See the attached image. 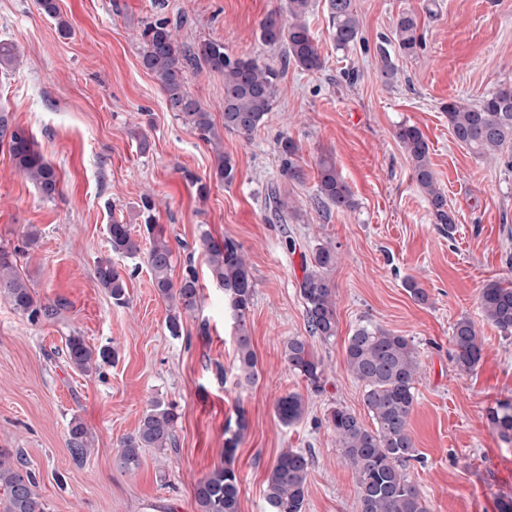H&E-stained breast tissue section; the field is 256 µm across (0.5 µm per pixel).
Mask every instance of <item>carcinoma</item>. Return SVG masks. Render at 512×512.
<instances>
[{"instance_id": "1", "label": "carcinoma", "mask_w": 512, "mask_h": 512, "mask_svg": "<svg viewBox=\"0 0 512 512\" xmlns=\"http://www.w3.org/2000/svg\"><path fill=\"white\" fill-rule=\"evenodd\" d=\"M310 0H286L285 11L274 12L260 22V38L270 46L282 48V68L292 64L304 71L323 67L319 46L312 35L306 15ZM332 37L336 46L347 49L360 35V23L353 0H328ZM417 19L412 12L399 16L395 29L397 50L379 49L380 72L388 80L395 77V55L412 56L420 47ZM141 63L158 81L170 111L195 129L202 140L214 146V177L223 184L235 178L229 156L221 150V136L211 113L193 98L186 87L190 70L207 68L224 77V130L249 135L260 127L273 109L278 94L279 72L255 59L232 57L224 52V44L205 40L180 45L170 31L169 20L159 18L144 22ZM18 48L0 43V68L19 65ZM448 125L455 140L477 156L508 155L512 167V84L504 85L475 105L456 101L445 106ZM395 138L408 154L412 176L427 197L437 223L453 227L446 195L437 186L429 160V146L422 131L401 124ZM0 139L7 140L13 166L37 187L42 198L52 200L59 193V177L55 169L36 149L34 139L22 129H10L0 117ZM282 170L288 176H299L296 162L298 147L284 137L279 141ZM318 183L315 199L338 209L353 206L352 193L337 171L335 160L323 155L318 160ZM145 215V231L150 247L147 263L158 295L170 305L166 328L170 335L181 336L182 314L198 307L200 285L193 268H188L179 285L170 277L173 251L163 232L152 224L154 203L141 198ZM112 252L134 256L139 246L131 236L130 225L113 222L108 228ZM210 276L224 288V300L235 331L236 353L240 377L253 383L258 377L256 354L251 345L247 321L254 297V282L249 273L241 246L231 239L218 241L208 234L200 239ZM336 266V250L320 245L310 258L300 283L309 333L324 341L336 336L335 289L325 271ZM99 285L110 292L118 303L125 301L123 279L112 267V261L97 262ZM0 294L19 313L34 319L49 318L57 313L52 306L37 307L27 283L14 271L12 254L0 250ZM483 317L504 334H512V287L500 282L486 285L480 294ZM452 361L461 373L476 369L482 358L474 323L468 318L456 321L452 331ZM66 359L80 371H89L112 357L108 349L96 351L80 336L65 341ZM283 355L290 371L302 378L315 393L323 390L325 367L309 342L291 336L283 346ZM347 368L363 386V404L372 418L369 427L352 411L335 407L325 415L327 428L336 436L343 459L358 476L360 512H429V505L406 472L416 457L409 419L414 410L419 359L413 340L372 325H360L348 336L345 346ZM306 411V402L298 393H286L274 403L278 421L290 426L299 422ZM174 406L155 401L145 411L135 433L122 442L121 465L132 470L140 464L143 448L165 450L176 445ZM488 420L505 440L512 441V401L503 400L488 410ZM247 429L244 414L235 425L224 429L225 464L201 479L195 488L198 512H239L240 478L231 466L238 444ZM68 447L76 460H82L91 444L85 428L77 423L69 429ZM312 459L305 453L287 449L280 453L270 469L265 488L267 512H303L306 483ZM37 478L27 462L0 453V512H42L38 501Z\"/></svg>"}]
</instances>
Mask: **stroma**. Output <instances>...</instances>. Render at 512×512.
<instances>
[{
  "instance_id": "1",
  "label": "stroma",
  "mask_w": 512,
  "mask_h": 512,
  "mask_svg": "<svg viewBox=\"0 0 512 512\" xmlns=\"http://www.w3.org/2000/svg\"><path fill=\"white\" fill-rule=\"evenodd\" d=\"M59 16L37 0H0V41L16 44L20 65L0 72V115L33 137L55 168L60 193L42 199L15 170L0 142V248L38 305L55 317L30 319L0 295V452L23 453L35 471L43 512H197L199 480L224 463V428L244 414L247 429L232 465L240 512H266L265 482L289 448L312 459L305 512H359L357 475L341 458L324 418L339 406L370 416L363 388L345 363L353 330L375 325L413 340L420 373L410 418L417 460L407 471L431 512H498L512 497V442L501 440L487 410L512 400V335L481 313L485 285L512 283V170L496 155L459 145L443 107L473 104L512 83V0H354L360 38L338 49L327 0H311L307 21L325 60L318 72L285 70L277 101L251 135L224 133L235 179L215 180V155L167 108L141 64V20L168 18L181 43L213 40L236 57L277 68L281 49L264 44L259 24L282 0H56ZM414 12L421 46L397 58L385 84L378 47L394 36L400 13ZM69 34H61L59 22ZM191 95L223 122L224 79L187 74ZM417 126L455 224L443 231L412 177L395 131ZM298 147V177L282 172L278 140ZM332 155L349 185L350 209L316 207L320 155ZM207 195H200V186ZM277 187L293 204L284 220L268 207ZM173 250L171 279L194 265L197 308L170 336L145 256L112 253L108 226L143 224L142 196ZM33 231L34 244L24 234ZM242 247L255 284L248 320L258 379L239 380L233 321L224 290L199 248L202 234ZM336 249L326 276L335 288L337 330L309 337L299 293L303 258L319 243ZM111 258L126 283L118 305L96 278ZM414 279L427 304L404 288ZM469 318L482 358L469 374L449 357L454 323ZM116 349V362L83 373L61 355L70 335ZM309 337L326 369L310 393L283 359L285 340ZM303 394V418L284 426L275 399ZM174 404L176 447L144 449L138 469L120 467L121 444L152 401ZM91 442L83 463L68 448L72 422Z\"/></svg>"
}]
</instances>
